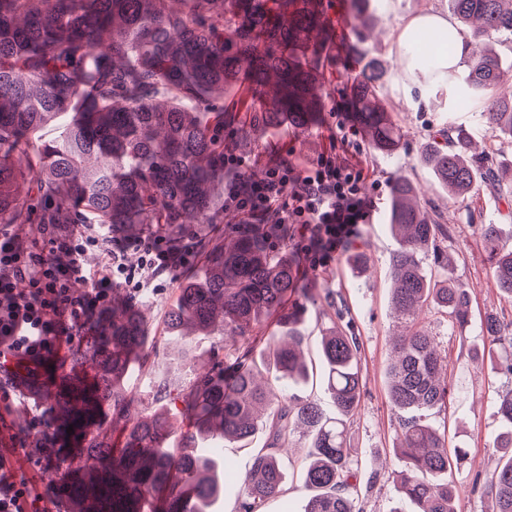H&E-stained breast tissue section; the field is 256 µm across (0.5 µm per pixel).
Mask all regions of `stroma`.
<instances>
[{
	"mask_svg": "<svg viewBox=\"0 0 512 512\" xmlns=\"http://www.w3.org/2000/svg\"><path fill=\"white\" fill-rule=\"evenodd\" d=\"M382 29L378 38L369 39L372 54L388 65L384 87L387 108L393 112L401 127L402 139L398 150L391 155L375 151L365 136H358L362 148L360 158L366 162L371 178L363 186L365 193L375 197L377 208L371 223L361 225L356 244L365 246L371 256L368 275L355 276L347 266L344 255H337L330 264L311 269L301 264V285L315 289L314 304L305 313L304 350L309 358H316L323 327L329 326L333 316L326 295L336 293L345 310V321L351 324L360 341L362 400L358 414L351 420V451L359 460L353 487L364 512H394L402 501L392 471L398 463L393 454L397 420L388 396L385 366L390 353V339L400 324L390 299L389 263L396 242L387 226L391 185L401 175L414 176L424 197L439 205L444 213L451 236L447 242L455 262L448 270L452 280L468 288L471 294V341L479 340L480 324L486 312L496 311L504 319H512V300L504 298L492 276L487 261L479 225L498 224L503 240L512 246V197L491 195L485 187H477L469 195L449 202L439 192L429 172L420 163V147L425 139L451 130H465L475 140L488 147H497L498 141L482 122L479 109H458L451 105L449 93L438 94L424 83L405 82L394 46L399 27L419 11L447 12L448 0H376ZM358 59L349 51L335 49L327 53L322 70L324 109L316 122L298 130L265 129L247 141L238 143L225 137L227 147L238 148L252 158L249 173L262 178L267 158L272 153L295 155L313 162L320 152L324 136L330 134L333 113L342 111L350 98L348 77L358 71ZM200 264L192 259L189 265L165 277L157 293L143 313L147 319L153 348L176 375L187 379L199 368L196 360H182L178 347L168 340L164 329V315L173 303L183 279ZM425 322L439 346L446 350L450 364L454 395L448 406L430 414V423L446 436L448 447L464 446L469 453L465 466L452 469L449 481L459 491L457 512H487L483 490L474 486L475 479H488L493 473L497 456L489 448L499 422L496 402L500 395L512 390V377L494 375L485 364L473 362L468 344H463L452 332L446 313L432 309L426 312ZM265 431H257L249 447L225 444L221 462L224 466V496L217 512H238L240 480L252 458L266 446ZM306 450H290L288 477L283 496L270 501L266 512H303L307 491L300 479Z\"/></svg>",
	"mask_w": 512,
	"mask_h": 512,
	"instance_id": "obj_1",
	"label": "stroma"
}]
</instances>
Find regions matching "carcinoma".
Segmentation results:
<instances>
[{
  "instance_id": "obj_1",
  "label": "carcinoma",
  "mask_w": 512,
  "mask_h": 512,
  "mask_svg": "<svg viewBox=\"0 0 512 512\" xmlns=\"http://www.w3.org/2000/svg\"><path fill=\"white\" fill-rule=\"evenodd\" d=\"M354 32L375 25L372 0H348ZM457 29L470 36L463 73L448 70L455 103L478 102L487 128L512 147V92L502 88L507 62L493 46L512 41V0H448ZM321 0H0V224H111L143 235L164 233L178 244L187 224H224V130L312 123L319 107V45L334 43ZM454 37L415 34L412 52L430 65L453 51ZM388 69L366 58L350 77L355 121L383 154L393 153L400 129L379 95ZM250 84L249 116L224 107L228 93ZM56 131L51 140L42 132ZM421 163L449 198L477 183L512 194V161L478 152L468 133L450 144L427 142ZM389 227L399 248L391 256V302L410 322L396 337L386 369L397 418L396 473L414 512H455L457 490L448 470L467 461L464 449L448 456L427 412L452 395L447 354L419 321L429 307L447 311L463 336L470 323L468 289L448 278L453 259L444 250L442 212L421 204L417 184L398 177L389 201ZM492 274L512 300V247L496 224L480 225ZM286 224H225L224 236L200 244L203 269L182 284L167 310L165 330L210 343L205 367L174 384L150 359L148 327L129 300L112 304L102 328L85 331L71 363L95 370L91 387H76L56 407L58 428L73 427L87 467L73 477L70 497L84 512H210L224 493L216 459L226 442L268 431L265 451L245 473L239 512H264L283 493L284 448L300 437L310 451L303 465L304 512H363L349 478L359 461L351 453L348 420L360 409V344L334 325L320 341L323 381L336 405L326 416L317 402L280 395L255 384L264 369L275 380L307 383L300 314L288 309L296 266ZM433 252L425 269L420 254ZM351 268L363 275L367 251L351 248ZM278 332L261 336L271 317ZM512 322L487 312L481 330L489 348L475 354L512 375V354L494 346ZM152 364L138 399L129 379ZM500 430L493 439L497 468L484 489L490 512H512V391L498 400ZM112 416L123 446L85 424Z\"/></svg>"
}]
</instances>
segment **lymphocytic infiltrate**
I'll return each instance as SVG.
<instances>
[{
    "instance_id": "1",
    "label": "lymphocytic infiltrate",
    "mask_w": 512,
    "mask_h": 512,
    "mask_svg": "<svg viewBox=\"0 0 512 512\" xmlns=\"http://www.w3.org/2000/svg\"><path fill=\"white\" fill-rule=\"evenodd\" d=\"M357 129L340 121L315 162L271 160L263 178L244 179L247 155L226 150L224 210L239 223L286 224L306 247L311 267L328 263L358 236L377 206L362 186L368 173L357 158ZM40 242L23 227L0 225V512H48L53 489L42 464L55 453L42 409L43 366L61 361L93 318H106L112 290L146 295L162 277L186 265L197 237L176 247L165 237L114 236L107 224H42Z\"/></svg>"
}]
</instances>
